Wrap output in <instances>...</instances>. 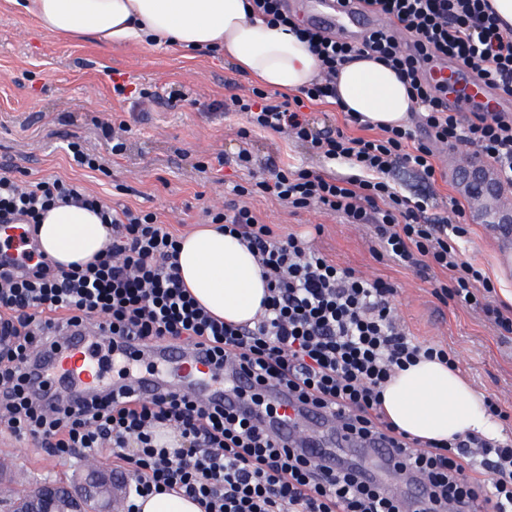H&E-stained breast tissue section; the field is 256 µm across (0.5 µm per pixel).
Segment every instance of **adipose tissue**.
<instances>
[{
	"instance_id": "obj_1",
	"label": "adipose tissue",
	"mask_w": 512,
	"mask_h": 512,
	"mask_svg": "<svg viewBox=\"0 0 512 512\" xmlns=\"http://www.w3.org/2000/svg\"><path fill=\"white\" fill-rule=\"evenodd\" d=\"M43 30L107 45H155L183 55L216 50L249 78L283 93L310 86L318 62L306 42L283 26L250 15L249 0H10ZM335 102L372 127L407 124L413 102L398 75L381 61L362 57L339 65ZM37 238L61 267L84 263L105 249L111 231L76 204L44 214ZM179 275L211 315L227 323L253 322L267 293L246 245L216 225L181 238ZM398 431L423 441H448L474 431L495 437L498 422L483 398L457 372L419 359L385 384L382 403Z\"/></svg>"
}]
</instances>
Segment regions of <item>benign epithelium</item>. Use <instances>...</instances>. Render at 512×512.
I'll return each mask as SVG.
<instances>
[{"label":"benign epithelium","mask_w":512,"mask_h":512,"mask_svg":"<svg viewBox=\"0 0 512 512\" xmlns=\"http://www.w3.org/2000/svg\"><path fill=\"white\" fill-rule=\"evenodd\" d=\"M464 180L468 190L477 196L488 194L507 200L512 192L500 182L488 179L483 169L465 173ZM478 217L483 224H511L512 207L502 215L484 206ZM126 483L111 471L90 469L78 483L45 482L21 492L5 504L3 512H117Z\"/></svg>","instance_id":"7a95c632"}]
</instances>
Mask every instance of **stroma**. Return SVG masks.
<instances>
[{"instance_id": "obj_1", "label": "stroma", "mask_w": 512, "mask_h": 512, "mask_svg": "<svg viewBox=\"0 0 512 512\" xmlns=\"http://www.w3.org/2000/svg\"><path fill=\"white\" fill-rule=\"evenodd\" d=\"M118 85L123 93H115ZM252 86L216 52L186 58L146 45L66 38L43 32L8 0H0V165H16L30 180L63 177L117 209L156 211L179 231L196 226L204 207L223 206L234 184L250 181V173L232 163L245 143L240 132L246 117L224 113L219 105ZM112 122L128 129L119 155L102 129ZM71 141L100 156L101 170L78 167L67 150ZM246 143L259 167L272 155L294 170L351 172L348 164L327 161L273 132L255 133ZM469 152L462 144L439 148L441 174L432 186L406 169L393 172L390 181L409 197L427 191L440 203L465 201L448 161ZM250 205L266 223L302 235L340 266L392 284V307L406 331L418 341L451 349L473 389L512 412V334L501 335L479 311L438 302L415 271L380 253L368 227L316 209L295 212L269 197H253ZM459 246L489 277H503L512 286V273L499 268L501 245L489 228L469 222ZM4 455L12 462L0 473L5 497L41 481L71 480L88 465L0 433Z\"/></svg>"}]
</instances>
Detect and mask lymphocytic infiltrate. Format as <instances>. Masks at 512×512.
Segmentation results:
<instances>
[{
	"label": "lymphocytic infiltrate",
	"mask_w": 512,
	"mask_h": 512,
	"mask_svg": "<svg viewBox=\"0 0 512 512\" xmlns=\"http://www.w3.org/2000/svg\"><path fill=\"white\" fill-rule=\"evenodd\" d=\"M360 2L385 23L348 41L295 24L286 0H252L268 23L296 25L322 79L283 102L258 88L233 95L225 111L245 114L243 139L255 131L283 133L353 170L349 176L291 170L271 157L266 176L234 185V201L210 212L212 223L246 243L262 270L268 294L254 325L221 321L196 302L179 277V237L157 212L117 210L65 179L24 182L15 166H0V224L24 225L32 235L49 208L75 203L112 227L102 255L81 268L56 270L42 256L16 267L2 262L0 246V431L59 458L106 453L122 462L129 481L123 512H136L135 498L163 486L179 488L205 512H512L511 435L419 441L385 417L383 387L397 370L422 357L453 369L455 355L408 336L393 314L390 284L336 264L302 236L277 233L246 203L260 194L296 211L315 206L368 225L386 254L429 278L439 300L481 310L501 334L512 333V308L484 303L494 286L456 243L466 233L465 208L455 201L448 213L435 212L429 196L406 197L387 179L407 168L434 183L436 147L463 143L512 184V116L449 111L446 86L422 73L424 62L446 57L500 97H512V29L489 0ZM367 54L408 84L414 126L385 127L375 136L339 127L315 131L306 102L331 96L337 64ZM91 323L145 347L186 341L207 348L214 368L238 363L258 383L280 384L302 403L333 410L356 439L390 444L396 470L423 481L424 502L408 508L374 478L341 465L324 470L301 449L276 443L247 415L177 391L148 400L107 392L71 408L31 388L24 369L37 350L63 329Z\"/></svg>",
	"instance_id": "lymphocytic-infiltrate-1"
}]
</instances>
